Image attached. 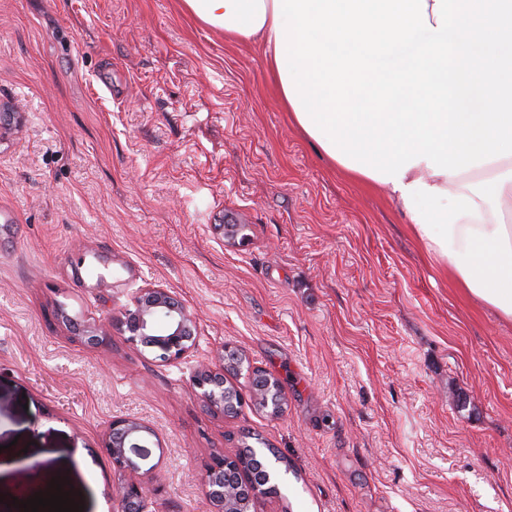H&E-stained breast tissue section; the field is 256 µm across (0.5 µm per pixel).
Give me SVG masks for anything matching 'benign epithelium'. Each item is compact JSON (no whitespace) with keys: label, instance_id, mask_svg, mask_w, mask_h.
Segmentation results:
<instances>
[{"label":"benign epithelium","instance_id":"benign-epithelium-1","mask_svg":"<svg viewBox=\"0 0 512 512\" xmlns=\"http://www.w3.org/2000/svg\"><path fill=\"white\" fill-rule=\"evenodd\" d=\"M23 120L22 112H1L0 140L20 127ZM221 228L224 240L236 243L243 224L236 217L226 215ZM60 318L72 327L81 326L86 340L96 345L107 343L109 330L115 327L128 334L131 344L147 349L166 363L189 357L196 344L195 316L163 288L140 290L133 308L120 318L80 325L63 309ZM245 363L239 350L224 344L216 350L211 362L196 368L190 378L191 387L203 405L216 412L228 408L237 411L249 403L274 417L282 415L285 398L273 375L251 371V385L246 393L234 382L232 375L240 373ZM151 434L150 427L133 417L114 419L109 427L105 448L113 470L124 477L117 490L120 512H144L151 469H142L140 462L152 455L146 445V437ZM202 480L213 512H250L258 495H267L273 489L271 471H266L263 479L254 478L251 468L237 453L214 456L206 465Z\"/></svg>","mask_w":512,"mask_h":512}]
</instances>
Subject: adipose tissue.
Masks as SVG:
<instances>
[{"label": "adipose tissue", "mask_w": 512, "mask_h": 512, "mask_svg": "<svg viewBox=\"0 0 512 512\" xmlns=\"http://www.w3.org/2000/svg\"><path fill=\"white\" fill-rule=\"evenodd\" d=\"M184 4L201 22L224 31L225 35L239 40H259L265 60L268 64H275L277 35L273 0H184ZM511 169L512 155L472 167L455 176L434 174L426 163L421 162L406 170L402 182L410 186L418 180L428 186L449 191L450 194L460 195L466 193L468 185L494 178Z\"/></svg>", "instance_id": "1"}]
</instances>
